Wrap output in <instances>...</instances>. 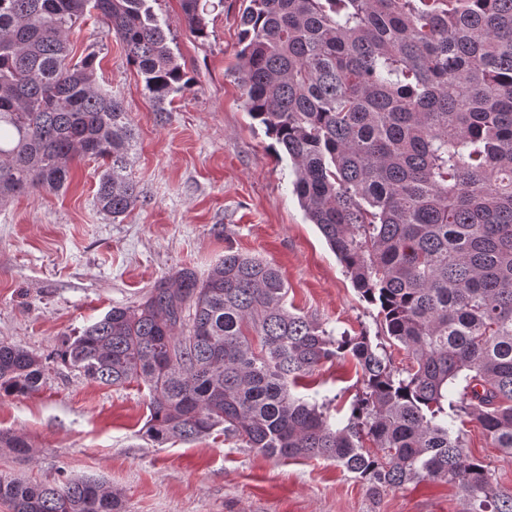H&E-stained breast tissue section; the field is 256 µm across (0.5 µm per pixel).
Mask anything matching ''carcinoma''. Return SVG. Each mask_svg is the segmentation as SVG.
Listing matches in <instances>:
<instances>
[{"mask_svg":"<svg viewBox=\"0 0 512 512\" xmlns=\"http://www.w3.org/2000/svg\"><path fill=\"white\" fill-rule=\"evenodd\" d=\"M150 0H0V200L57 193L74 161L99 163L112 220L140 191L134 133L69 35L94 13L159 111L190 84ZM241 86L252 118L294 165V192L383 334L335 335L286 307L274 265L227 250L183 267L134 306L68 338L61 364L150 395L145 434L191 443L218 429L263 456L336 462L379 494L457 486L465 512H512V491L448 421L478 423L512 454V0H247ZM206 38L213 0H182ZM351 360L362 390L346 422L294 396L324 362ZM46 364L0 343V396L38 390ZM11 512H122L99 480L0 474Z\"/></svg>","mask_w":512,"mask_h":512,"instance_id":"1","label":"carcinoma"}]
</instances>
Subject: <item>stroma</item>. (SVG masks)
Instances as JSON below:
<instances>
[{"label": "stroma", "instance_id": "35a3bbf8", "mask_svg": "<svg viewBox=\"0 0 512 512\" xmlns=\"http://www.w3.org/2000/svg\"><path fill=\"white\" fill-rule=\"evenodd\" d=\"M152 7L191 82L165 111L153 107L115 37L91 22L70 36L76 57L96 53L100 88L131 120L137 206L116 220L102 213L98 164L88 158L74 164L67 189L0 202V342L47 360L38 391L0 397V431L30 447L26 455L0 447V474L101 480L126 512H462V494L449 485L424 481L374 495L333 461L265 457L218 430L191 444H155L145 435V386L98 385L56 361L67 338L111 307L140 302L179 268L206 275L228 249L279 269L288 310L338 334L377 331V308L306 220L290 159L245 108L236 57L243 0H224L204 41L189 32L181 0ZM360 387L351 362L332 360L296 394L328 403L335 422ZM462 430L468 453L512 489V455L476 423Z\"/></svg>", "mask_w": 512, "mask_h": 512}]
</instances>
